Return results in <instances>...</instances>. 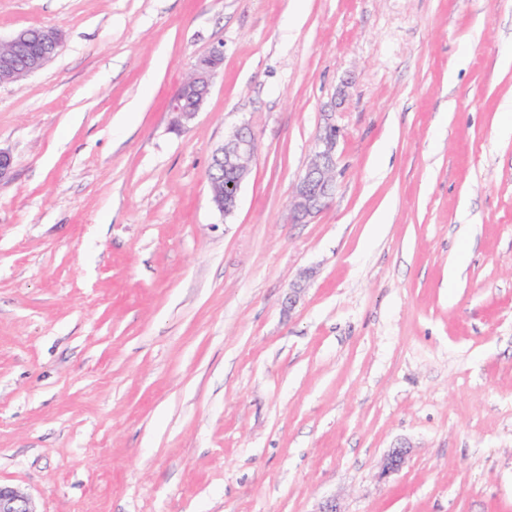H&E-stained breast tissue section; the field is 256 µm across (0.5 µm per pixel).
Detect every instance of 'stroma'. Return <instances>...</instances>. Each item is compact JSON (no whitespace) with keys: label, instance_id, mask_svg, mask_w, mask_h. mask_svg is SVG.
Instances as JSON below:
<instances>
[{"label":"stroma","instance_id":"35a3bbf8","mask_svg":"<svg viewBox=\"0 0 512 512\" xmlns=\"http://www.w3.org/2000/svg\"><path fill=\"white\" fill-rule=\"evenodd\" d=\"M39 26L58 54L0 85V482L40 512H512V0H0V39ZM329 122L334 199L292 223ZM222 58L223 50L221 47L213 48L208 54L200 58L195 74L191 77L190 83L181 86L177 93L170 99L169 110L176 114L175 122L182 123V121L193 120L200 112L203 106V98L198 102L197 107L193 110H186L182 105L188 109L195 106V97L189 95L196 93L198 85H204L209 93L211 81L217 73L216 69L219 67ZM183 98H185V100H183ZM220 147L222 149L216 153V158L222 160L224 167L216 163L213 156L208 170V179L212 181L213 189L219 196L222 197L224 194V199L216 196L212 199V203L217 211L226 217L237 209L241 185L249 174L250 164L256 153L255 136L248 127L242 126L235 130ZM224 169L231 171L235 179ZM231 183L233 192L225 194L224 186Z\"/></svg>","mask_w":512,"mask_h":512}]
</instances>
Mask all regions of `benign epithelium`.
Here are the masks:
<instances>
[{
  "instance_id": "7a95c632",
  "label": "benign epithelium",
  "mask_w": 512,
  "mask_h": 512,
  "mask_svg": "<svg viewBox=\"0 0 512 512\" xmlns=\"http://www.w3.org/2000/svg\"><path fill=\"white\" fill-rule=\"evenodd\" d=\"M40 41L44 48L59 51L62 35L53 27L41 28ZM6 50L0 51V84H9L18 77H29L40 68L44 56L27 52L28 41L21 34H15L8 40L0 42ZM223 58L220 47L213 48L202 56L190 83L181 86L170 99L169 110L175 113V122L190 121L200 112L203 102H198L193 110L182 107L183 98L196 93L197 86L210 87ZM341 129L334 123L324 126L318 135L313 156L305 171L300 176L289 201L292 221L302 223L327 208L335 191L336 145ZM256 153V140L252 131L242 126L225 140L216 158L224 163V169L235 175L231 185L233 192L224 198L213 199L214 207L223 216L235 212L238 206L241 185L250 171V164ZM407 451L402 447L391 450L383 460L382 476L394 475L404 467ZM0 512H39L35 501L18 489L0 484Z\"/></svg>"
}]
</instances>
